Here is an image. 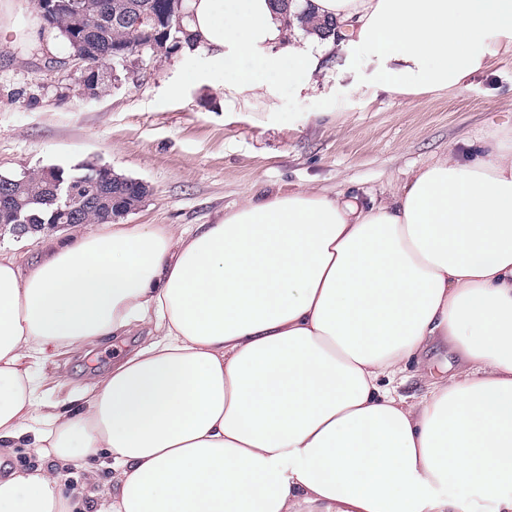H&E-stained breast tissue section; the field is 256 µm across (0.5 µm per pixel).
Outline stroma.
I'll use <instances>...</instances> for the list:
<instances>
[{
  "instance_id": "35a3bbf8",
  "label": "stroma",
  "mask_w": 512,
  "mask_h": 512,
  "mask_svg": "<svg viewBox=\"0 0 512 512\" xmlns=\"http://www.w3.org/2000/svg\"><path fill=\"white\" fill-rule=\"evenodd\" d=\"M4 21L37 27L42 38L0 43V175L108 166L150 188L126 216L129 224H209L218 211L276 189L315 187L378 205L443 154L462 158L481 138L512 132L511 59L462 86L416 97L378 89L377 60L347 41L315 98L279 89L284 118L275 122L258 110L225 111L212 88L184 83L186 72L207 70L204 52L139 61L92 96L82 67L35 0H10L0 9ZM150 341L144 332L113 336L59 354L39 370L43 388L50 400L68 401L84 393L93 372L109 370ZM422 361L407 362L402 394L424 390L457 363L442 345L428 348Z\"/></svg>"
}]
</instances>
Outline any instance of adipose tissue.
Returning a JSON list of instances; mask_svg holds the SVG:
<instances>
[{
    "label": "adipose tissue",
    "mask_w": 512,
    "mask_h": 512,
    "mask_svg": "<svg viewBox=\"0 0 512 512\" xmlns=\"http://www.w3.org/2000/svg\"><path fill=\"white\" fill-rule=\"evenodd\" d=\"M382 64L380 89L463 83L512 51V0H311ZM228 108L316 91L334 37L273 0H185ZM149 328L83 404L46 401L61 350ZM458 363L395 382L431 344ZM31 448L51 466L12 468ZM512 512V138L447 153L384 203L303 188L212 223L80 224L0 254V512ZM68 475L67 483L77 489L82 488L84 507L80 511L96 512L99 510L104 492L105 483L112 480V472L105 468H100L95 475H91L83 469L70 467L66 471Z\"/></svg>",
    "instance_id": "adipose-tissue-1"
}]
</instances>
